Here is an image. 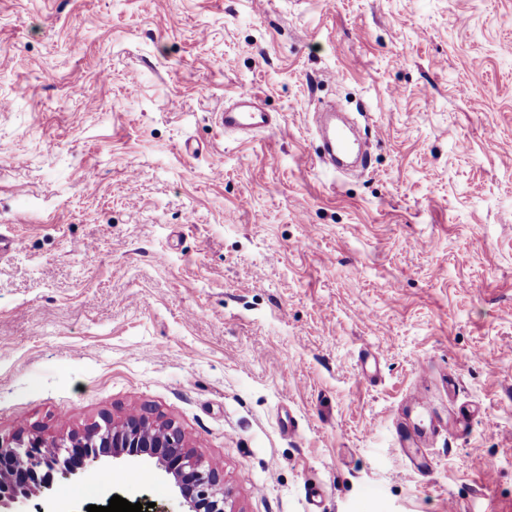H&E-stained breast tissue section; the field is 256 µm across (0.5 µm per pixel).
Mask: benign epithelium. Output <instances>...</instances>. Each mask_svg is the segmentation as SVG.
Returning <instances> with one entry per match:
<instances>
[{
	"label": "benign epithelium",
	"mask_w": 512,
	"mask_h": 512,
	"mask_svg": "<svg viewBox=\"0 0 512 512\" xmlns=\"http://www.w3.org/2000/svg\"><path fill=\"white\" fill-rule=\"evenodd\" d=\"M103 457L155 461L183 499L185 512H236L217 461L189 448L174 423L160 428L147 408L117 423L104 416L66 436L47 438L33 429L0 437V512L52 490L57 476L81 480Z\"/></svg>",
	"instance_id": "benign-epithelium-1"
}]
</instances>
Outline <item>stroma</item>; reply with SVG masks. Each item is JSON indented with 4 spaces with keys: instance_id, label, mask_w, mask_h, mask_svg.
<instances>
[{
    "instance_id": "1",
    "label": "stroma",
    "mask_w": 512,
    "mask_h": 512,
    "mask_svg": "<svg viewBox=\"0 0 512 512\" xmlns=\"http://www.w3.org/2000/svg\"><path fill=\"white\" fill-rule=\"evenodd\" d=\"M326 97L362 175L317 161ZM0 233L1 437L148 406L238 512H512V0H0ZM100 469L27 512H183L154 461ZM275 124L260 93L248 88L237 91L218 113V125L224 133L250 137L269 130Z\"/></svg>"
}]
</instances>
